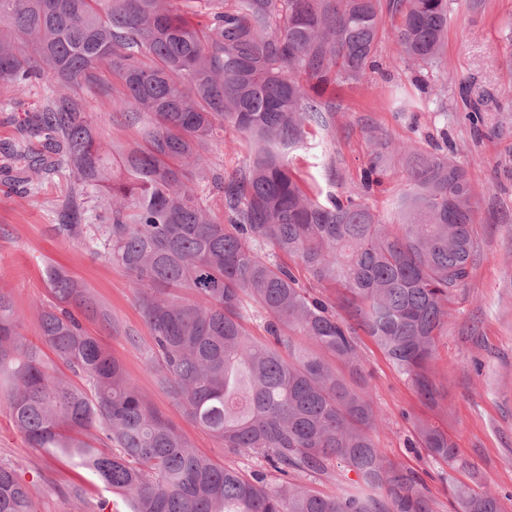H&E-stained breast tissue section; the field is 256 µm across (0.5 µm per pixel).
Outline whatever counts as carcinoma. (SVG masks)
<instances>
[{"label": "carcinoma", "mask_w": 512, "mask_h": 512, "mask_svg": "<svg viewBox=\"0 0 512 512\" xmlns=\"http://www.w3.org/2000/svg\"><path fill=\"white\" fill-rule=\"evenodd\" d=\"M389 9L402 60L438 64L448 0ZM381 13V0H0L3 102L45 71L59 87L3 148L16 182L65 173L61 205L73 219L55 230L129 275L158 383L224 456L266 464L246 471L197 454L80 320L117 333L112 313L51 266L41 340L84 386L27 342L0 293V408L29 447L60 453L119 495L113 512H433L423 480L376 443L381 412L357 330L438 401V336L477 251L468 174L446 154L369 134L367 175L393 153L408 162L388 224L350 196L319 200L288 160L311 130L335 125L340 106L324 89L375 67ZM105 71L122 85L112 109L140 126L139 143L104 142L85 110ZM228 129L252 156L226 177L207 145ZM300 270L335 300L310 296ZM258 310L265 343L247 329ZM414 431L454 467L447 434L422 419ZM309 478L344 488L324 496ZM448 488L458 512H503L490 491L451 476ZM31 502L30 486L0 464V512H32Z\"/></svg>", "instance_id": "carcinoma-1"}]
</instances>
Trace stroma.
<instances>
[{
	"instance_id": "stroma-1",
	"label": "stroma",
	"mask_w": 512,
	"mask_h": 512,
	"mask_svg": "<svg viewBox=\"0 0 512 512\" xmlns=\"http://www.w3.org/2000/svg\"><path fill=\"white\" fill-rule=\"evenodd\" d=\"M397 18L382 13L377 67L364 83L328 86L340 103L331 132L317 131L310 148L295 151L293 167L321 194L352 195L385 220H392L396 192L406 172L400 156L388 160L376 182L365 185L370 166L367 129L394 142L425 149L448 143L476 194L479 249L471 275L448 305V323L438 339L435 367L443 384L437 405L426 404L413 385L362 337L363 363L382 422L377 440L393 461L418 473L433 512H456L445 474L495 493L512 512V0H449L448 30L438 66L419 70L402 61L391 29ZM471 80L473 92L488 103L483 121H470L458 82ZM55 88L51 77L32 81L15 103L0 104V142L12 139L18 124L39 109ZM85 102L103 139H138L139 129L113 122L111 94L92 93ZM0 155V292L11 297L21 333L38 342L42 308L49 301L44 271L64 266L108 307L121 334L103 332L92 319L85 327L124 365L151 403L196 449L216 459L224 451L195 426L171 395L159 387L144 355L150 330L135 303L129 277L80 242L56 235L57 204L66 189L58 177L21 192ZM420 418L444 431L457 449L449 469L426 449L412 447L411 422ZM0 462L10 464L33 486V512H101L110 492L89 472L63 458L28 447L8 414L0 412ZM84 485L73 504L68 484Z\"/></svg>"
}]
</instances>
